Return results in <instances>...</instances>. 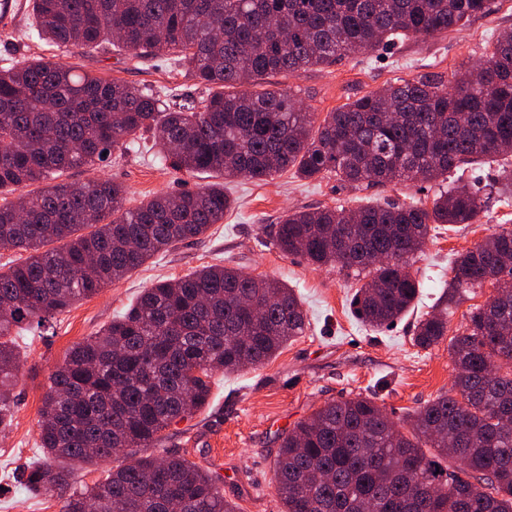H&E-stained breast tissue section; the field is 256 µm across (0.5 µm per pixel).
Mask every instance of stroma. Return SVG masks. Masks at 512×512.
<instances>
[{"instance_id": "1", "label": "stroma", "mask_w": 512, "mask_h": 512, "mask_svg": "<svg viewBox=\"0 0 512 512\" xmlns=\"http://www.w3.org/2000/svg\"><path fill=\"white\" fill-rule=\"evenodd\" d=\"M32 26V11L26 7L11 27L0 28V65L41 56L73 65L81 73L164 94L178 93L198 101L208 93L206 86L177 65L140 63L113 49L74 56L28 39ZM505 29H512V0H497L494 13L461 30L426 42L406 38L390 49L352 54L331 67H312L296 77L278 75L270 78L268 86L291 90L322 118L400 79L437 74L453 81L455 73L490 52L493 35ZM97 177L125 185L131 207L157 192L196 190L218 183L235 204L203 240L184 242L150 259L98 295L56 315L47 332H20L16 341L25 365L14 390L12 426L0 433V512H61L58 493L31 495L17 476L40 454L45 384L70 347L125 312L140 292L157 280H172L213 264L256 278L276 279L294 288L301 297L308 329L260 367L213 373L208 405L191 419L171 425L154 453H173L213 471L220 478L225 499L236 504L237 512H282L273 481L279 439L324 402L360 394L383 405L400 422L425 402L448 393L455 375L448 344L443 341L420 349L412 340L414 325L420 315L438 304L448 285L449 263L457 253L483 240L496 225L512 228V206L496 202L466 229L453 231L439 225L411 268L420 282L417 307L391 327L375 331L363 326L350 306L360 280L334 265L318 268L299 257H284L272 243L271 226L291 209L351 208L414 198L428 205L436 186L401 183L357 191L332 177L302 180L289 171L265 182L224 179L161 164L144 148L112 156L97 169L74 168L65 175L66 181L77 184Z\"/></svg>"}]
</instances>
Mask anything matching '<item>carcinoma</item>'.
<instances>
[{
    "mask_svg": "<svg viewBox=\"0 0 512 512\" xmlns=\"http://www.w3.org/2000/svg\"><path fill=\"white\" fill-rule=\"evenodd\" d=\"M37 36L75 50L118 48L141 60L175 55L209 93L181 105L42 57L0 68V246L28 253L0 266V433L12 425L24 366L10 338L23 325L98 294L112 281L224 220L221 184L161 193L126 207L114 180L61 179L114 152L141 148L176 169L265 181L294 171L336 177L363 191L434 182L419 201L285 214L271 237L285 257L331 264L370 280L355 316L377 330L410 311V271L436 224H473L492 199L512 202V169L480 194L448 174L512 154V30L493 37L454 90L434 74L390 83L317 120L291 91L262 89L373 52L399 36L428 39L493 11L494 0H31ZM62 246L51 248L49 244ZM512 277V229L502 228L450 265L445 299ZM294 290L224 265L203 266L143 289L124 313L75 344L48 376L40 410L43 458L22 470L31 493L48 486L62 512H237L218 478L180 456L138 453L207 402L216 371L260 366L306 333ZM448 335L441 309L417 321L414 345ZM450 392L394 421L369 397L331 400L281 439L274 483L283 512H512V287L470 310L448 346ZM125 451L91 487L74 467ZM459 462L447 465L448 459Z\"/></svg>",
    "mask_w": 512,
    "mask_h": 512,
    "instance_id": "cac0c4a2",
    "label": "carcinoma"
}]
</instances>
